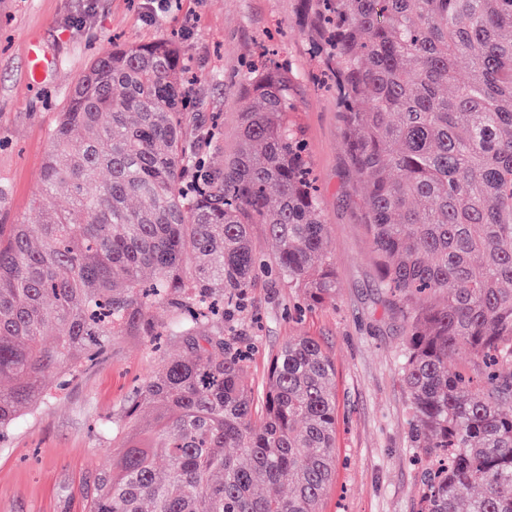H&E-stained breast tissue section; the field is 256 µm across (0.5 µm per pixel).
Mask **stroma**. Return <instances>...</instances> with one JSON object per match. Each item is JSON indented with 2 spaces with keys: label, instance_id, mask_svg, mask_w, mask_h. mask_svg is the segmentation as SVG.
Masks as SVG:
<instances>
[{
  "label": "stroma",
  "instance_id": "stroma-1",
  "mask_svg": "<svg viewBox=\"0 0 512 512\" xmlns=\"http://www.w3.org/2000/svg\"><path fill=\"white\" fill-rule=\"evenodd\" d=\"M152 0H0V224L39 223L48 135L77 79L113 44L176 36L196 73L203 109L221 113L224 151L239 130L240 82L263 47L289 60L297 77V120L328 225L336 296L308 306L303 293L262 273L232 321L253 344L251 377L265 385L271 358L291 335L317 337L335 368L336 472L320 512H418L423 467L412 460L409 395L399 355L405 326L395 299L378 286L352 188L333 86L313 85L325 67L316 0H170L149 20ZM38 44L41 80L30 75ZM156 360L141 336H122L48 405L24 415L0 445V512H83L81 491L112 467L115 449L100 436Z\"/></svg>",
  "mask_w": 512,
  "mask_h": 512
}]
</instances>
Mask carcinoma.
<instances>
[{
    "mask_svg": "<svg viewBox=\"0 0 512 512\" xmlns=\"http://www.w3.org/2000/svg\"><path fill=\"white\" fill-rule=\"evenodd\" d=\"M322 7L358 219L406 323L412 436L436 459L422 512H512V0ZM182 74L166 39L96 58L49 134L42 222L0 224V434L52 398L47 376L112 339L174 336L184 355L103 425L117 454L88 512H319L336 463L330 356L288 337L257 396L251 347L224 331L262 269L313 303L336 294L296 77L249 69L220 163L224 132ZM69 187L61 211L49 198ZM255 224L277 244L268 260ZM462 348L472 364L449 371Z\"/></svg>",
    "mask_w": 512,
    "mask_h": 512,
    "instance_id": "carcinoma-1",
    "label": "carcinoma"
}]
</instances>
